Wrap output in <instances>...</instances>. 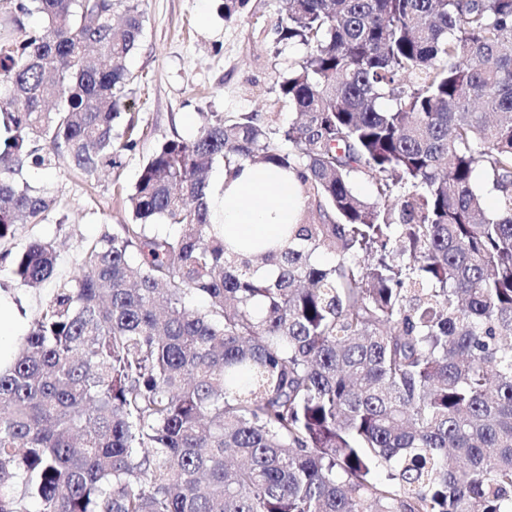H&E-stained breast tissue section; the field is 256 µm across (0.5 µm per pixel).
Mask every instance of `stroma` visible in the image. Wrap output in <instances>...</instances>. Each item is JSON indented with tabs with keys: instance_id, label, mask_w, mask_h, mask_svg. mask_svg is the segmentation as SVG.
Returning a JSON list of instances; mask_svg holds the SVG:
<instances>
[{
	"instance_id": "1",
	"label": "stroma",
	"mask_w": 512,
	"mask_h": 512,
	"mask_svg": "<svg viewBox=\"0 0 512 512\" xmlns=\"http://www.w3.org/2000/svg\"><path fill=\"white\" fill-rule=\"evenodd\" d=\"M220 0H143L144 29L138 51L126 61L134 77L126 109L137 146L122 152L117 168L93 182L75 175L66 160L25 173L37 191L56 201L47 224H19L0 253L35 239L53 242L56 276H80L79 247L104 231L132 221L127 197L146 159L173 136L192 137L204 112L293 111L280 100L277 77L302 57L298 45L278 42L274 25L280 0H247L236 19L224 21Z\"/></svg>"
}]
</instances>
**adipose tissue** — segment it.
<instances>
[{
    "label": "adipose tissue",
    "mask_w": 512,
    "mask_h": 512,
    "mask_svg": "<svg viewBox=\"0 0 512 512\" xmlns=\"http://www.w3.org/2000/svg\"><path fill=\"white\" fill-rule=\"evenodd\" d=\"M210 205L229 239L277 240L285 225L297 222L303 199L295 174L247 164L212 189ZM26 329L27 319L13 296L0 292V372L10 368Z\"/></svg>",
    "instance_id": "1"
}]
</instances>
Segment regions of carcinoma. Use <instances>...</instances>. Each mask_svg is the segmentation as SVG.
<instances>
[{
    "instance_id": "obj_1",
    "label": "carcinoma",
    "mask_w": 512,
    "mask_h": 512,
    "mask_svg": "<svg viewBox=\"0 0 512 512\" xmlns=\"http://www.w3.org/2000/svg\"><path fill=\"white\" fill-rule=\"evenodd\" d=\"M140 2L0 0V241L56 207L24 172L136 148ZM285 2L300 119L210 112L146 160L0 373V512H512V0ZM216 163L296 172L288 244L215 230Z\"/></svg>"
}]
</instances>
